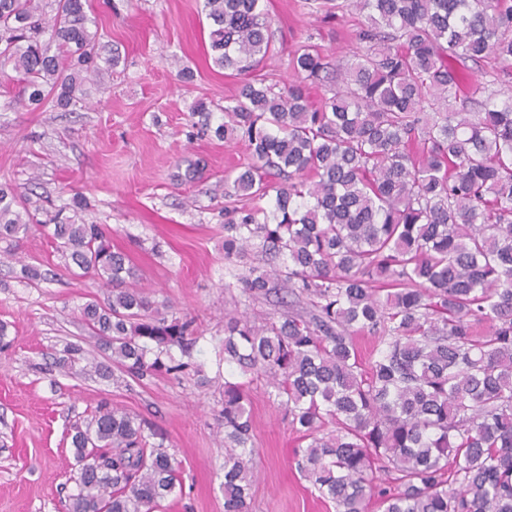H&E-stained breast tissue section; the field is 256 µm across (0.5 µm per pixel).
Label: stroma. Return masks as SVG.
Wrapping results in <instances>:
<instances>
[{
    "instance_id": "obj_1",
    "label": "stroma",
    "mask_w": 512,
    "mask_h": 512,
    "mask_svg": "<svg viewBox=\"0 0 512 512\" xmlns=\"http://www.w3.org/2000/svg\"><path fill=\"white\" fill-rule=\"evenodd\" d=\"M103 41L120 55L89 90L86 108L27 107L0 75V182L33 206L54 211L74 195L89 206L133 267L134 285L155 304L190 317L198 341L181 378L137 382L63 370L70 343L96 354L80 309L108 291L64 267L44 228L0 241V322L12 342L0 351V512H66L77 468L67 432L102 400L159 429L179 462L184 492L164 512H224V451L218 448L222 396L214 345L239 289L224 260V179L248 160L244 144L200 131L197 100L223 106L236 78L206 61L210 23L202 0H91ZM275 53L261 67L268 82L293 77L289 55L313 41L329 57L356 47L360 15L327 17L300 0H266ZM47 270L39 286L19 277L21 263ZM258 455L249 512H335L295 470L297 446L282 412L253 391Z\"/></svg>"
}]
</instances>
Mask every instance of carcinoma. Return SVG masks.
Returning <instances> with one entry per match:
<instances>
[{
	"label": "carcinoma",
	"mask_w": 512,
	"mask_h": 512,
	"mask_svg": "<svg viewBox=\"0 0 512 512\" xmlns=\"http://www.w3.org/2000/svg\"><path fill=\"white\" fill-rule=\"evenodd\" d=\"M315 13L365 17L351 57L313 44L278 87L253 73L274 53L262 0H204L213 64L240 77L205 130L243 142L249 161L224 180V261L248 265L226 288L219 385L224 512H248L255 476L251 394L264 382L298 434L295 468L335 512H512V0H305ZM89 0H0V69L28 105L64 112L105 66ZM492 80L460 97L470 65ZM336 81L318 107L312 86ZM422 146L419 155L410 145ZM276 188L272 205L261 204ZM51 238L81 275L107 286L81 307L100 356L67 346L63 368L137 381L179 376L197 343L138 288L124 253L80 212ZM47 226L0 184V239ZM288 287L306 315L257 320L249 306ZM374 339L363 362L355 338ZM78 466L69 512H160L181 488L162 435L103 401L71 428Z\"/></svg>",
	"instance_id": "carcinoma-1"
}]
</instances>
